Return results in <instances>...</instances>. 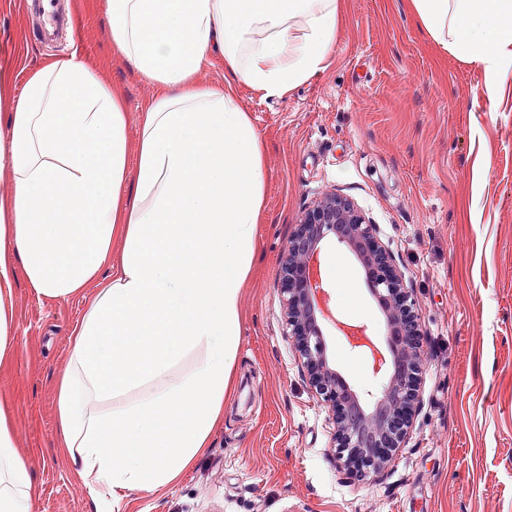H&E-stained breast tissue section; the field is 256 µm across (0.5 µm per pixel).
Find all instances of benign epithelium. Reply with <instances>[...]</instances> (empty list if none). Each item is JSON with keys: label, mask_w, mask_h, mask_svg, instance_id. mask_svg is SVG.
<instances>
[{"label": "benign epithelium", "mask_w": 512, "mask_h": 512, "mask_svg": "<svg viewBox=\"0 0 512 512\" xmlns=\"http://www.w3.org/2000/svg\"><path fill=\"white\" fill-rule=\"evenodd\" d=\"M340 237L363 262L368 284L387 316L389 355L378 351L361 326L345 324L342 332L354 348L370 351L373 371H390L381 392L382 407L366 419L355 396L330 364L322 324L329 314L324 289L314 283L312 259L322 256L325 241ZM282 291L286 297L289 336L302 359L310 384L333 412L336 447L349 462L379 471L400 447L415 415V382L423 364L413 299L391 251L380 241L374 225L348 199L324 194L301 217L288 240L281 264Z\"/></svg>", "instance_id": "benign-epithelium-1"}]
</instances>
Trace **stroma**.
Wrapping results in <instances>:
<instances>
[{
  "label": "stroma",
  "mask_w": 512,
  "mask_h": 512,
  "mask_svg": "<svg viewBox=\"0 0 512 512\" xmlns=\"http://www.w3.org/2000/svg\"><path fill=\"white\" fill-rule=\"evenodd\" d=\"M59 43L99 65L128 104V137L151 86L118 57L96 0H64ZM55 53L26 26L21 0H0V69L14 94ZM479 66L432 44L403 0H345L329 67L281 98L238 89L266 145L265 207L243 298L236 392L209 448L177 482L119 506L93 504L56 448L55 375L81 299L15 290L20 341L0 371L16 433L35 462L36 512H512V72L497 111ZM483 170L474 179L475 170ZM350 199L377 227L413 291L424 362L417 411L377 473L350 472L335 423L305 377L284 318L282 254L302 213L324 192ZM358 295L324 282L344 321L377 342L385 318L359 262L337 243ZM337 371L358 394L381 390L365 354L326 324Z\"/></svg>",
  "instance_id": "stroma-1"
}]
</instances>
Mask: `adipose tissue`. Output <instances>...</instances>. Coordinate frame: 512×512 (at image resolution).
<instances>
[{
	"mask_svg": "<svg viewBox=\"0 0 512 512\" xmlns=\"http://www.w3.org/2000/svg\"><path fill=\"white\" fill-rule=\"evenodd\" d=\"M111 41L153 94L128 140L122 93L78 53L0 72V368L19 342L14 288L89 294L55 382L56 447L91 499L176 481L234 391L242 302L265 202V145L237 95L280 98L322 73L344 0H101ZM443 51L512 70V0H406ZM223 84L201 80L213 58ZM190 368H182L184 359ZM35 465L0 397V512H35Z\"/></svg>",
	"mask_w": 512,
	"mask_h": 512,
	"instance_id": "1",
	"label": "adipose tissue"
}]
</instances>
